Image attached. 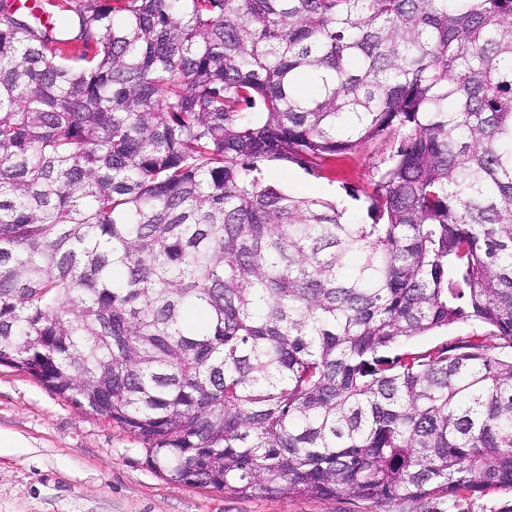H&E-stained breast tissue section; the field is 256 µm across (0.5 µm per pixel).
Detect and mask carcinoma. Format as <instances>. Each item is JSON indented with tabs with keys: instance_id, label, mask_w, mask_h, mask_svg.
I'll list each match as a JSON object with an SVG mask.
<instances>
[{
	"instance_id": "cac0c4a2",
	"label": "carcinoma",
	"mask_w": 512,
	"mask_h": 512,
	"mask_svg": "<svg viewBox=\"0 0 512 512\" xmlns=\"http://www.w3.org/2000/svg\"><path fill=\"white\" fill-rule=\"evenodd\" d=\"M46 4L0 0V365L189 485L512 512V0ZM386 136L368 224L265 178ZM475 330L481 331L484 330V328L477 324H458L448 329V333H442L439 336H421L415 338L411 341V345L415 347H431L446 340L449 342L457 337L467 336Z\"/></svg>"
}]
</instances>
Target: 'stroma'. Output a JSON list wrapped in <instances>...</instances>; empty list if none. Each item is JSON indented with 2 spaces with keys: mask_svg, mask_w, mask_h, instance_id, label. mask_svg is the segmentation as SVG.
Wrapping results in <instances>:
<instances>
[{
  "mask_svg": "<svg viewBox=\"0 0 512 512\" xmlns=\"http://www.w3.org/2000/svg\"><path fill=\"white\" fill-rule=\"evenodd\" d=\"M391 151V141L380 138L332 157L321 176L283 162L269 163L267 176L294 195L336 202L345 220L364 223L367 205L351 192L377 180ZM0 431L22 442L0 447V512H395L343 496L240 497L176 482L147 465L134 436L6 365H0Z\"/></svg>",
  "mask_w": 512,
  "mask_h": 512,
  "instance_id": "stroma-1",
  "label": "stroma"
}]
</instances>
